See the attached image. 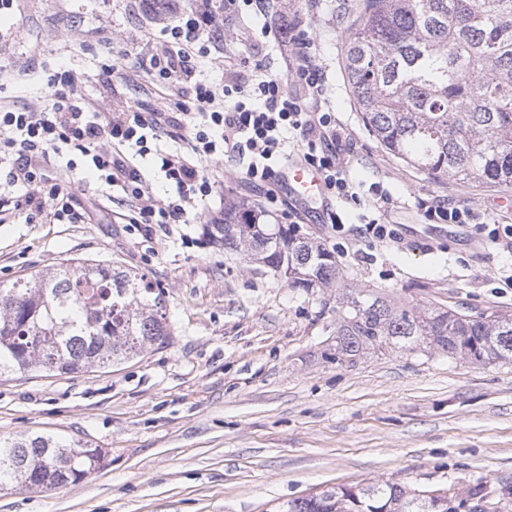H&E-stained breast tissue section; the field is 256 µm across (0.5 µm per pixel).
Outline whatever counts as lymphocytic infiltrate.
Instances as JSON below:
<instances>
[{"instance_id":"1","label":"lymphocytic infiltrate","mask_w":512,"mask_h":512,"mask_svg":"<svg viewBox=\"0 0 512 512\" xmlns=\"http://www.w3.org/2000/svg\"><path fill=\"white\" fill-rule=\"evenodd\" d=\"M267 8L268 0H192L188 7L167 0L161 47L139 62L152 82L188 89L167 105L89 96L62 66L48 72L40 107L0 103V224H89L116 193L125 224H220L223 212L200 206L223 187L226 158L237 159L245 180L271 200L296 159L319 173L325 200L358 201L346 158L350 132L329 104L313 35L298 29L293 13H276L266 31L285 62L282 73L259 65L240 76L235 57L219 47L225 21ZM202 58L225 73L223 85L199 70ZM146 157L165 192L146 181ZM89 176L101 196L83 204L74 187Z\"/></svg>"}]
</instances>
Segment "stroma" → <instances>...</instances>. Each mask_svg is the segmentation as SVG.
<instances>
[{
    "instance_id": "obj_1",
    "label": "stroma",
    "mask_w": 512,
    "mask_h": 512,
    "mask_svg": "<svg viewBox=\"0 0 512 512\" xmlns=\"http://www.w3.org/2000/svg\"><path fill=\"white\" fill-rule=\"evenodd\" d=\"M317 35L316 61L329 100L353 130L348 145L360 204L333 202L344 222L292 199L272 203L241 178L224 195L260 204L333 250L348 283L405 304L512 315V253L474 225L426 217L422 201L467 205L512 225L495 209L504 190L435 180L389 155L363 126L342 70L351 0H272ZM163 0H16L0 14V66L19 107L44 103L45 73L65 64L91 96L104 88L98 63L156 47ZM263 19L227 23L224 42L246 66L282 69ZM393 207L377 211L374 188ZM113 199L95 224H0V285L76 258L109 260L163 288L172 336L139 358L81 373L0 377V435L41 434L102 449L84 481L0 494V512H276L283 502L338 486L398 483L464 496L512 482V363L482 364L441 353L326 358L336 339V288H290L242 255L203 242L197 224L145 233L118 223ZM394 225L398 242L363 235L371 219Z\"/></svg>"
}]
</instances>
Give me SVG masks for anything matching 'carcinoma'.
I'll list each match as a JSON object with an SVG mask.
<instances>
[{"label": "carcinoma", "mask_w": 512, "mask_h": 512, "mask_svg": "<svg viewBox=\"0 0 512 512\" xmlns=\"http://www.w3.org/2000/svg\"><path fill=\"white\" fill-rule=\"evenodd\" d=\"M342 65L363 125L389 154L459 186L512 188V0H362ZM268 217L256 204L229 201L224 223L202 225V235L292 288L341 282L334 252ZM170 336L162 290L110 261L78 259L0 288V376L119 364ZM389 349L512 362V315L408 307L343 286L333 358L353 363ZM102 459L97 448L50 436H0V486L66 487ZM450 500L376 483L293 499L276 512H450ZM464 503L468 512H495L481 485Z\"/></svg>", "instance_id": "cac0c4a2"}]
</instances>
